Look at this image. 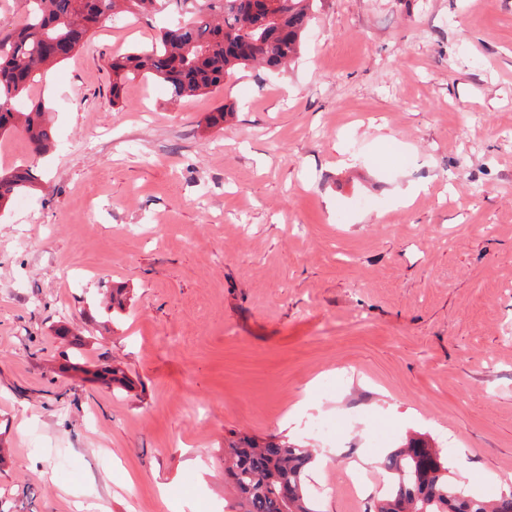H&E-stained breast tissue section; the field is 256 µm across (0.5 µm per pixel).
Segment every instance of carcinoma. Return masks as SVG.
Instances as JSON below:
<instances>
[{
  "mask_svg": "<svg viewBox=\"0 0 512 512\" xmlns=\"http://www.w3.org/2000/svg\"><path fill=\"white\" fill-rule=\"evenodd\" d=\"M20 21L0 29V138L19 136L31 151L54 147L47 108L33 98L37 71L72 56L89 32L114 11L150 13L164 0H19ZM190 5L184 24L160 31L151 45L112 58V95L138 77L165 84L177 98L224 86L240 67L281 69L300 53L303 35L318 0H175ZM39 181L31 167L0 169V211ZM314 452L310 448L261 444L243 437L224 450V476L231 484L235 512H317L306 488ZM386 487L373 497L370 512H512V489L491 498L468 494L448 475L437 448L410 439L383 461Z\"/></svg>",
  "mask_w": 512,
  "mask_h": 512,
  "instance_id": "cac0c4a2",
  "label": "carcinoma"
}]
</instances>
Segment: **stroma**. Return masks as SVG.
<instances>
[{
  "instance_id": "35a3bbf8",
  "label": "stroma",
  "mask_w": 512,
  "mask_h": 512,
  "mask_svg": "<svg viewBox=\"0 0 512 512\" xmlns=\"http://www.w3.org/2000/svg\"><path fill=\"white\" fill-rule=\"evenodd\" d=\"M183 19L99 25L37 77L55 149L0 140L42 178L0 216V512H229L236 436L332 457L323 512L411 434L511 488L512 0H321L286 71L113 97Z\"/></svg>"
}]
</instances>
